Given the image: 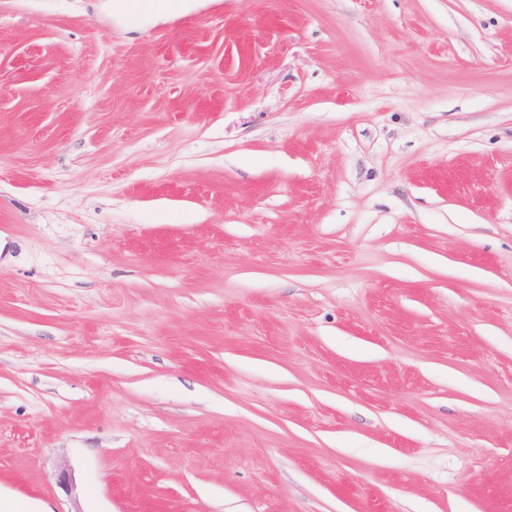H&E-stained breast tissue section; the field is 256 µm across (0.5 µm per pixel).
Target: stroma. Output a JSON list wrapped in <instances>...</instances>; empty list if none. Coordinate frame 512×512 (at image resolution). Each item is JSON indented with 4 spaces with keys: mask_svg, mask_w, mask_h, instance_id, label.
Instances as JSON below:
<instances>
[{
    "mask_svg": "<svg viewBox=\"0 0 512 512\" xmlns=\"http://www.w3.org/2000/svg\"><path fill=\"white\" fill-rule=\"evenodd\" d=\"M0 512H512V0H0Z\"/></svg>",
    "mask_w": 512,
    "mask_h": 512,
    "instance_id": "stroma-1",
    "label": "stroma"
}]
</instances>
